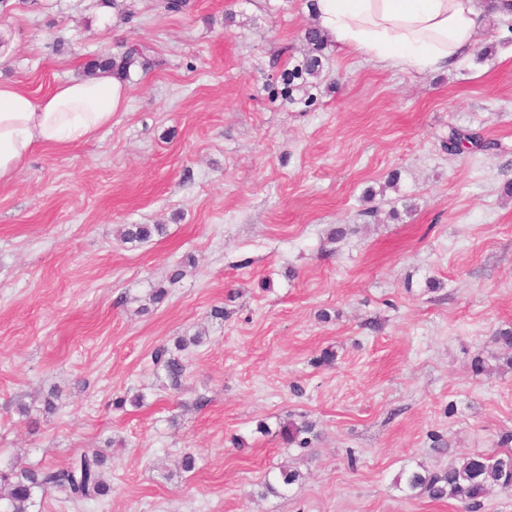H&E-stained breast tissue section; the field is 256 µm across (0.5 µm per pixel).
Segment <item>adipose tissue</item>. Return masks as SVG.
I'll return each mask as SVG.
<instances>
[{"label":"adipose tissue","mask_w":512,"mask_h":512,"mask_svg":"<svg viewBox=\"0 0 512 512\" xmlns=\"http://www.w3.org/2000/svg\"><path fill=\"white\" fill-rule=\"evenodd\" d=\"M322 32L340 46L403 70L455 66L474 48L486 14L475 0H315ZM128 83L106 68L35 97L0 82V183L40 147L77 145L109 126Z\"/></svg>","instance_id":"obj_1"}]
</instances>
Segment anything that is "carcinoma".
I'll return each mask as SVG.
<instances>
[{
  "label": "carcinoma",
  "instance_id": "cac0c4a2",
  "mask_svg": "<svg viewBox=\"0 0 512 512\" xmlns=\"http://www.w3.org/2000/svg\"><path fill=\"white\" fill-rule=\"evenodd\" d=\"M305 40L311 46V54L294 66L283 71L279 82L282 88L272 87V94L281 97L290 104L300 103L306 107L313 105L314 97L297 99L294 81L307 74L318 76L320 59L318 53L326 46L325 35L316 27L305 32ZM147 69L150 60L145 51L130 48L115 60L111 57L101 60L97 67H109L124 75L133 67ZM463 141L470 142L474 149L481 152H498L502 145L494 139L485 137L473 129L450 126L448 135L442 139V147L453 153V149ZM166 232L163 224H124L118 231L119 239L124 244H141L154 235ZM203 341V333L198 331L191 336H179L173 345L162 344L154 350V365L163 370L168 386L173 391H180L186 376L187 363L184 352L198 346ZM314 430L309 422H289L281 427V438L288 445L304 447L308 443L306 435ZM106 458L98 453H81L61 468H7L0 469V512H33L37 500L46 493H61L65 500L75 506L96 502L108 496L112 491L105 476ZM296 471L281 469L269 472L261 482L260 495H279L280 490L287 489L299 480ZM396 486L409 497L428 496L433 500L455 499L463 504L464 512H477L482 500L491 490L512 489V451L495 455L473 454L460 458L441 471H431L422 466L402 469L396 479Z\"/></svg>",
  "mask_w": 512,
  "mask_h": 512
}]
</instances>
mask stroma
Listing matches in <instances>:
<instances>
[{
    "instance_id": "obj_1",
    "label": "stroma",
    "mask_w": 512,
    "mask_h": 512,
    "mask_svg": "<svg viewBox=\"0 0 512 512\" xmlns=\"http://www.w3.org/2000/svg\"><path fill=\"white\" fill-rule=\"evenodd\" d=\"M314 23L310 0H0V80L33 96L136 44L153 62L96 138L0 184V469L94 448L112 486L35 512H462L407 498L399 472L512 449V350L495 340L512 326L508 22L487 14L492 57L448 71L329 44L307 108L268 85ZM452 125L507 150L448 153ZM124 224L166 232L134 247ZM336 224L352 227L339 242ZM201 329L174 392L151 353ZM289 420L313 423L308 447L282 441ZM282 467L299 481L261 496Z\"/></svg>"
}]
</instances>
